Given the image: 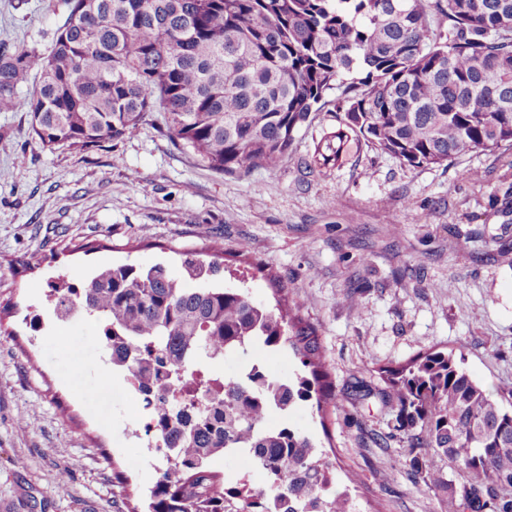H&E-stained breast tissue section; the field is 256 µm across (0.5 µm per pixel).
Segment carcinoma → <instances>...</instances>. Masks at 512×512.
Masks as SVG:
<instances>
[{
    "label": "carcinoma",
    "mask_w": 512,
    "mask_h": 512,
    "mask_svg": "<svg viewBox=\"0 0 512 512\" xmlns=\"http://www.w3.org/2000/svg\"><path fill=\"white\" fill-rule=\"evenodd\" d=\"M51 51L0 50V112L17 89L30 134L42 146L85 150L135 133L155 111L173 140L211 170H275L299 132L318 117L328 91L342 89L336 125L314 142L305 168L348 163L362 146L410 168L441 166L474 151L512 145V0H69ZM448 20L433 34L429 9ZM208 245L176 251L180 271L134 262L97 269L55 313L74 310L124 337H104L112 365L139 384L158 411L169 451L149 490L148 512H356L334 487V461L293 430L264 431L268 401L283 412L315 401L336 406L317 329L288 300V287L257 263L275 305L255 301L249 275L227 286L226 254ZM262 344L292 350L306 374L286 385L259 375L211 390L210 358ZM455 352L439 348L378 368L380 395L398 404L409 465L448 512H512V389L476 383ZM193 376L200 404L174 392ZM243 444L257 451L266 491L243 496L212 469L214 456ZM448 460V471L433 458ZM127 512L133 493L112 473Z\"/></svg>",
    "instance_id": "cac0c4a2"
}]
</instances>
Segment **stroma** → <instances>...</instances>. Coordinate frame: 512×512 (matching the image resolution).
<instances>
[{
  "mask_svg": "<svg viewBox=\"0 0 512 512\" xmlns=\"http://www.w3.org/2000/svg\"><path fill=\"white\" fill-rule=\"evenodd\" d=\"M68 12L65 0H0V46L48 53ZM34 87L0 112V512H122L116 469L145 512L156 476V463L131 460L140 401L100 395L103 375L120 386L125 374L97 321H59L48 283L241 242L302 303L336 391L326 415L301 401L287 424L335 454L336 483L359 512H448L402 462L396 404L350 393L380 387L378 365L433 347L462 353L486 389L512 387V223L492 206L512 185V146L417 169L365 147L311 173L302 160L335 123L333 89L280 168L220 174L168 136L160 112L85 151L42 147L29 136ZM19 261L32 269L17 272Z\"/></svg>",
  "mask_w": 512,
  "mask_h": 512,
  "instance_id": "1",
  "label": "stroma"
}]
</instances>
